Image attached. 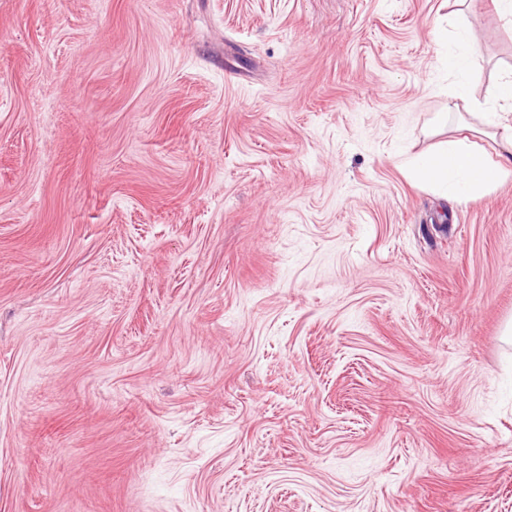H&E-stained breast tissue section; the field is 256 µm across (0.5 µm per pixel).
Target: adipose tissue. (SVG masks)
I'll list each match as a JSON object with an SVG mask.
<instances>
[{
    "label": "adipose tissue",
    "instance_id": "obj_1",
    "mask_svg": "<svg viewBox=\"0 0 512 512\" xmlns=\"http://www.w3.org/2000/svg\"><path fill=\"white\" fill-rule=\"evenodd\" d=\"M435 40L448 47L445 65L454 78L448 88L449 99L464 101L473 111L482 113L486 126L497 136L500 149L491 159L468 138L451 137L436 153L412 159L409 168L416 180L434 186L449 199L467 202L512 179V125L501 120L503 111L512 112V73L497 83L492 100L475 99L468 82L474 48L467 27L459 19H452L450 27L436 30Z\"/></svg>",
    "mask_w": 512,
    "mask_h": 512
}]
</instances>
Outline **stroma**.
<instances>
[{"instance_id":"obj_1","label":"stroma","mask_w":512,"mask_h":512,"mask_svg":"<svg viewBox=\"0 0 512 512\" xmlns=\"http://www.w3.org/2000/svg\"><path fill=\"white\" fill-rule=\"evenodd\" d=\"M452 9L0 0V512H512V181L407 167Z\"/></svg>"}]
</instances>
